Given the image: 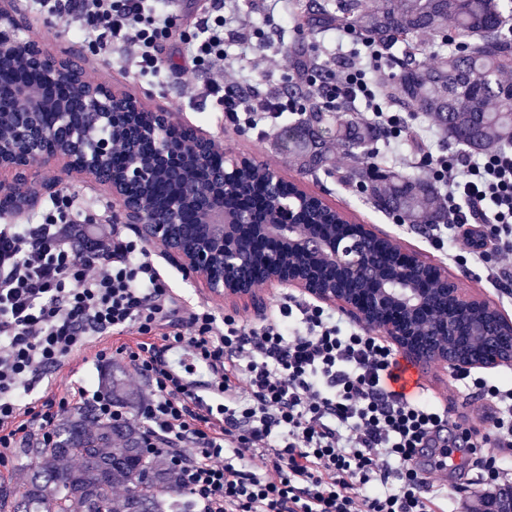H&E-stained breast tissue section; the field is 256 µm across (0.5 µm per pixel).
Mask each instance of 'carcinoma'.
Wrapping results in <instances>:
<instances>
[{
    "label": "carcinoma",
    "instance_id": "1",
    "mask_svg": "<svg viewBox=\"0 0 512 512\" xmlns=\"http://www.w3.org/2000/svg\"><path fill=\"white\" fill-rule=\"evenodd\" d=\"M505 0H309L298 24L318 31L349 25L377 45L407 48L394 83L383 93L401 106L431 117L448 139L471 150L512 146V7ZM438 32L428 53L422 36ZM308 115L284 128L282 151L303 168L328 162L332 139L355 160L348 181L367 192L375 207L398 213L411 224H445L440 188L428 179L382 171L375 162L382 129L353 114L332 128L317 103L304 94ZM233 203L271 213L268 176L245 169L228 191ZM309 224H346L342 213L312 207ZM142 429L134 422L115 425L98 418L89 406L70 413L55 442L34 448L38 460L20 495L0 490V512H167L181 493L160 458L145 457ZM125 495L117 499V489ZM10 503H5L6 497Z\"/></svg>",
    "mask_w": 512,
    "mask_h": 512
}]
</instances>
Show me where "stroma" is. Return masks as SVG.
Masks as SVG:
<instances>
[{
  "mask_svg": "<svg viewBox=\"0 0 512 512\" xmlns=\"http://www.w3.org/2000/svg\"><path fill=\"white\" fill-rule=\"evenodd\" d=\"M0 8L10 11L18 20L22 39L41 42L51 54L79 59L88 80L108 83L115 91L138 97L149 108L175 113L183 123L219 137L226 157L249 156L285 180L302 182L309 192L322 197L350 220L371 225L377 234L394 239L403 249L419 253L426 260L446 267L449 277L461 288L497 304L512 318V295L504 291L502 285L485 281L478 269L447 262L427 241L423 225L409 226L395 222L393 216L376 211L359 190L336 183V175L343 173L353 162L340 143L330 145L332 176L303 171L287 154L277 149L275 136L260 138L256 133L238 131L225 125L223 113L216 110L213 102L196 94L197 87L202 83L201 75L169 74L160 79L143 77L103 55L83 56L82 51L87 42L74 35L72 24L31 12L27 0H0ZM238 9L243 25L239 28H225V44H232L238 35L247 33L264 46L271 57L267 72L256 75L252 81L255 90L280 94L294 90L296 83L289 77L291 69L286 50L288 46L299 42L304 43L309 54L319 58L323 65H334L335 60L322 44L320 36L289 28L278 15L269 14L265 10L263 0H240ZM43 176L48 180L59 181L61 190L77 197L85 207L90 223L112 224V201L99 186L81 182L77 178H67L52 168L44 169ZM156 266L181 302L193 306L204 305L220 315L235 311L243 318L258 319L267 314L279 298L299 294L295 288L262 285L256 289L257 301L222 300L196 285L172 258L157 255ZM102 374V367L91 358L80 356L53 374L49 389L59 395L67 394L80 382L90 380L100 383ZM421 378L426 389L442 404L451 407L454 418L461 420L471 417L477 402L470 396L461 397L455 377L447 366L439 363L423 365Z\"/></svg>",
  "mask_w": 512,
  "mask_h": 512,
  "instance_id": "stroma-1",
  "label": "stroma"
}]
</instances>
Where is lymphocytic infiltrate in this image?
<instances>
[{"instance_id": "obj_1", "label": "lymphocytic infiltrate", "mask_w": 512, "mask_h": 512, "mask_svg": "<svg viewBox=\"0 0 512 512\" xmlns=\"http://www.w3.org/2000/svg\"><path fill=\"white\" fill-rule=\"evenodd\" d=\"M32 2L40 13L78 21L76 35L96 32L102 48L132 58L143 76L161 75L159 50L175 38L192 68L226 62L224 29L239 18L215 0L214 14L179 36L169 0ZM236 45L237 65L207 78L200 94L214 99L225 123L263 137L297 101L244 95L267 58L248 37ZM384 59L368 42L336 68L304 67L294 78L318 90L325 111L364 102L393 152L411 151L443 188L448 221L428 227L435 249L454 264L483 268L490 283L512 278V150L433 152L408 113L379 96ZM80 236L65 193L52 197L42 223L0 225V469L12 471L25 441L54 443L78 403L126 421L122 407L85 383L58 398H34L52 372L90 351L101 364L120 358L147 385L137 415L146 452L166 462L196 512H441L431 477L460 448L477 458L478 486L512 491L511 383L459 374L488 406L480 427L463 426L427 395L392 391L397 349L334 309L289 299L251 323L219 317L181 305L141 238L113 235L105 224L85 255ZM463 236L491 239L495 249L453 251ZM110 334L135 341L111 348ZM198 369L211 374L209 393L183 381ZM487 441L500 455H478Z\"/></svg>"}]
</instances>
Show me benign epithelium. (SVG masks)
Wrapping results in <instances>:
<instances>
[{
  "label": "benign epithelium",
  "mask_w": 512,
  "mask_h": 512,
  "mask_svg": "<svg viewBox=\"0 0 512 512\" xmlns=\"http://www.w3.org/2000/svg\"><path fill=\"white\" fill-rule=\"evenodd\" d=\"M14 17L0 11V71L36 69L70 88L55 100L35 84L0 83V195L17 206L1 215L33 210L57 182L42 179L48 166L104 187L112 197L113 217L133 224L141 237L174 258L192 280L222 299H256L259 284L295 287L315 300L353 314L378 331L412 362H440L454 371L494 369L512 362V320L497 305L465 292L448 271L430 266L418 253L392 241L391 259L374 261L369 244L378 235L368 224H351L346 233L325 224H307L303 210L288 204L269 220L233 209L224 183L252 162L228 160L207 167L223 153L216 138L184 125L174 113L150 110L134 96L86 80L66 56H53L37 42H24ZM55 120H42L45 112ZM122 139L128 163L112 166V135ZM151 142L144 161L140 145ZM207 168L203 182L190 173ZM160 176L184 191L161 211L146 197Z\"/></svg>",
  "instance_id": "7a95c632"
}]
</instances>
